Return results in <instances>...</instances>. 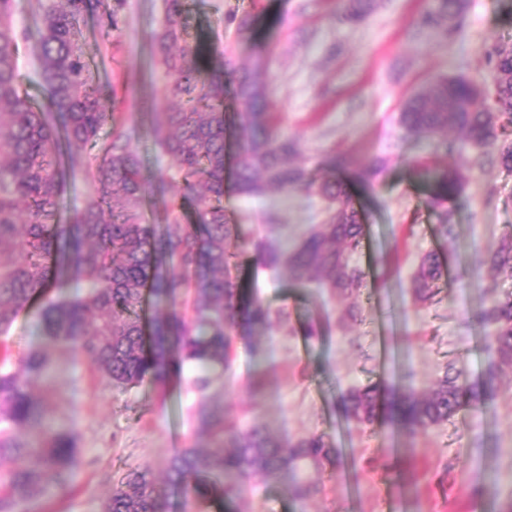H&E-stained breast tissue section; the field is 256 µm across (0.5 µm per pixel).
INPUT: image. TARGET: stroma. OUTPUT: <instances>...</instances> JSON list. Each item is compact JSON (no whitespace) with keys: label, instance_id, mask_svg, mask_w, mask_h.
<instances>
[{"label":"stroma","instance_id":"35a3bbf8","mask_svg":"<svg viewBox=\"0 0 512 512\" xmlns=\"http://www.w3.org/2000/svg\"><path fill=\"white\" fill-rule=\"evenodd\" d=\"M343 0H185L184 25L203 43L208 68L225 59L263 73L272 120L296 141L310 169L346 156L341 172L368 233L358 256L367 273L360 296L343 298L314 281L298 282L255 261L259 243L289 248L323 221V203L303 190L224 195L236 224L230 241L238 271L259 298L285 320L257 339H235L224 371V408L240 423L258 420L272 435L296 440L324 435L339 463L324 491L310 500L292 495L286 480L246 481L224 512H507L512 506V369H505L492 409L463 410L448 422L414 434L390 435L347 422L341 395L380 381L426 392L448 366L465 365L470 379L487 365L477 313L512 292V273L489 267L490 254L512 230V174L493 154L470 147L449 156L430 140L403 137L398 117L407 98L436 77L462 75L488 83L485 50L512 39V0H465L448 36L418 32L428 0H380L363 21L342 24ZM14 22L28 39L19 45L21 81L41 101L37 75L38 0H14ZM249 15L253 36L237 39L227 15ZM165 0H126L120 29L105 37L101 18L82 24L87 59L99 82L114 85L116 109L132 114L139 135L131 148L146 184L171 161L155 145L145 104L167 111V76L156 64L153 36ZM384 168L373 180L359 171L373 160ZM457 168L464 189L433 203L416 164ZM452 240L436 235L443 212ZM437 250L448 280L432 303L415 301L410 280L424 252ZM358 317L341 326L348 308ZM51 369L37 392L56 429L75 433L80 467L71 488L41 502L40 512H102L114 483L135 468L164 477L167 458L194 444L197 393L180 383L166 394L150 385L128 392L106 386L82 358L50 350ZM266 382L253 395L255 374Z\"/></svg>","mask_w":512,"mask_h":512}]
</instances>
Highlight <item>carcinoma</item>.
I'll return each instance as SVG.
<instances>
[{
  "instance_id": "1",
  "label": "carcinoma",
  "mask_w": 512,
  "mask_h": 512,
  "mask_svg": "<svg viewBox=\"0 0 512 512\" xmlns=\"http://www.w3.org/2000/svg\"><path fill=\"white\" fill-rule=\"evenodd\" d=\"M13 0H0V335L37 299L39 345L16 361H0V512H25L50 489H66L79 467L77 437L46 430L37 444L26 434L41 426L43 406L31 389L49 366L47 349L61 347L89 360L111 388L127 392L144 383L166 391L190 367L200 393L198 420L213 453L179 448L166 462L167 481L148 468L124 474L112 488L105 512H168L170 496L193 501L199 512L240 492L250 477L294 476L292 494L308 499L323 491L335 449L314 434L285 442L259 424L242 428L210 395L223 377L234 332L255 336L281 318L251 289L231 277L238 253L229 249L236 225L224 210L230 142L239 148L233 188L254 195L266 187L304 189L326 203V217L289 249L265 246L257 262L285 267L295 280L316 279L330 291L358 296L365 272L353 261L366 235L361 213L346 184L293 163V141L267 119L265 83L231 62L202 77L206 49L184 29V0H166L165 19L154 42L170 75L166 96L174 112L155 113V144L173 162L159 187L177 181L164 222L147 224L141 208L146 186L131 142L138 133L132 115L115 111V88L96 82L81 42L80 20L102 11L106 36L118 29L124 0H46L39 77L44 100L33 102L21 87L18 44L25 40L12 19ZM377 0H345L341 21L358 23ZM463 0H431L423 29L452 31ZM240 39L252 37V20L226 18ZM489 70L502 73V87H482L463 76H440L415 94L400 114L407 137L435 138L450 129L465 142L495 152L512 173V44L496 42L484 52ZM85 170L97 195L66 224L58 216L67 180ZM433 188V200L463 190L458 173L425 164L415 169ZM120 210L114 211L116 202ZM512 273V232L491 257ZM436 252L424 254L412 276L414 298L431 302L445 277ZM169 305L150 326L141 317L144 295ZM491 359L482 380L462 369L446 372L434 389H388L381 383L353 388L341 399L346 421L386 424L414 434L467 409L489 411L503 367H512V292L479 313Z\"/></svg>"
}]
</instances>
